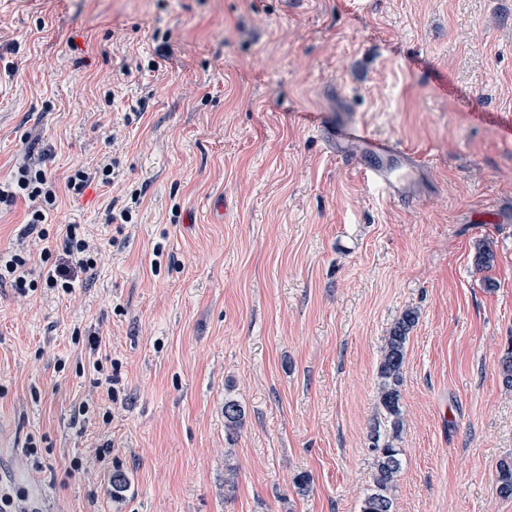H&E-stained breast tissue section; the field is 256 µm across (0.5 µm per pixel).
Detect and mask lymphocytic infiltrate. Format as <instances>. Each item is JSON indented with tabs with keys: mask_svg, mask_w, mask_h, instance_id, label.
Here are the masks:
<instances>
[{
	"mask_svg": "<svg viewBox=\"0 0 512 512\" xmlns=\"http://www.w3.org/2000/svg\"><path fill=\"white\" fill-rule=\"evenodd\" d=\"M118 174V160L106 156L91 164L75 167L61 186L44 168L29 164L18 167L13 181L0 185V206L12 205L20 197L31 201L24 234L43 241L44 246L36 258L24 247L1 249L0 286H10L22 296L41 288L73 293L78 286L79 275L97 267L102 247L93 238L80 233L77 225L70 224L63 238V256L58 262H51V249L46 245L49 238L45 226L47 217L57 207L59 187H66L68 192L78 196L94 182L103 186L113 185Z\"/></svg>",
	"mask_w": 512,
	"mask_h": 512,
	"instance_id": "lymphocytic-infiltrate-1",
	"label": "lymphocytic infiltrate"
}]
</instances>
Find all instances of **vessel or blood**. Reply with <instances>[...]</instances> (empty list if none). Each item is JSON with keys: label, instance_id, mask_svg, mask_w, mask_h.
<instances>
[{"label": "vessel or blood", "instance_id": "vessel-or-blood-1", "mask_svg": "<svg viewBox=\"0 0 512 512\" xmlns=\"http://www.w3.org/2000/svg\"><path fill=\"white\" fill-rule=\"evenodd\" d=\"M299 118L320 131L337 159L350 163L386 200L410 207L424 196L426 166L409 145L377 134L356 117L332 123L321 120L316 113L303 112Z\"/></svg>", "mask_w": 512, "mask_h": 512}]
</instances>
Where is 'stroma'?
Listing matches in <instances>:
<instances>
[{
	"label": "stroma",
	"instance_id": "35a3bbf8",
	"mask_svg": "<svg viewBox=\"0 0 512 512\" xmlns=\"http://www.w3.org/2000/svg\"><path fill=\"white\" fill-rule=\"evenodd\" d=\"M0 20V181L114 152L141 202L120 226L111 189L60 192L51 237L82 225L98 267L71 295L0 287V488L38 512H358L381 349L413 308L395 510L512 512V0H0ZM300 112L408 143L425 201L385 200Z\"/></svg>",
	"mask_w": 512,
	"mask_h": 512
}]
</instances>
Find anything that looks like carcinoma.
Returning <instances> with one entry per match:
<instances>
[{"label": "carcinoma", "mask_w": 512, "mask_h": 512, "mask_svg": "<svg viewBox=\"0 0 512 512\" xmlns=\"http://www.w3.org/2000/svg\"><path fill=\"white\" fill-rule=\"evenodd\" d=\"M417 311L405 310L390 328L385 338L378 369V400L390 424V435L383 440L376 432L371 433L373 452L372 488L360 502L359 512H394V501L390 495L402 465V449L398 448L404 424L401 406V384L405 363L406 343L409 333L417 322ZM243 409L232 399L224 401V423L229 429L242 425ZM497 493L500 497L512 498V459L499 464Z\"/></svg>", "instance_id": "obj_1"}]
</instances>
